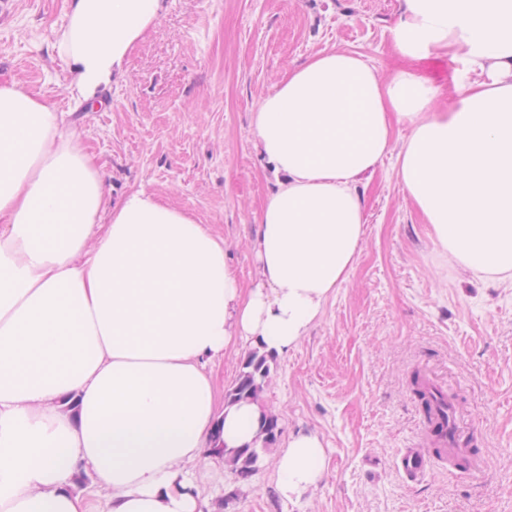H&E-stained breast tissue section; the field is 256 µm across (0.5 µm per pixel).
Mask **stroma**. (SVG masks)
<instances>
[{
  "label": "stroma",
  "instance_id": "stroma-1",
  "mask_svg": "<svg viewBox=\"0 0 512 512\" xmlns=\"http://www.w3.org/2000/svg\"><path fill=\"white\" fill-rule=\"evenodd\" d=\"M399 0H164L95 112L74 109L53 49L64 0H0V80L54 101L103 166L108 198L142 190L192 213L226 243L243 287L258 268L256 220L274 177L254 147L252 114L289 69L317 54H364L381 77L415 67L452 90L456 63L397 55ZM367 216L356 262L321 319L276 357L262 400L280 442L318 435L317 488L277 493L274 452L235 486L221 459L185 470L210 512H512V284L448 262L404 191L394 156L362 180ZM448 390L457 428L484 457L472 476L434 464L398 469L419 437L414 376Z\"/></svg>",
  "mask_w": 512,
  "mask_h": 512
}]
</instances>
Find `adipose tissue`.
<instances>
[{
  "label": "adipose tissue",
  "mask_w": 512,
  "mask_h": 512,
  "mask_svg": "<svg viewBox=\"0 0 512 512\" xmlns=\"http://www.w3.org/2000/svg\"><path fill=\"white\" fill-rule=\"evenodd\" d=\"M66 3L53 47L89 110L162 0ZM392 43L461 64L452 106L418 70L383 80L334 50L254 112L275 185L248 290L222 238L142 190L111 203L64 112L0 81V512H203L182 464L219 439L261 447L266 412L258 400L216 410L206 363L241 342L278 356L306 336L356 261L358 185L387 155L444 256L512 281V0H399ZM324 455L314 434L277 450L282 500L318 485ZM78 473L105 495L78 490Z\"/></svg>",
  "instance_id": "obj_1"
}]
</instances>
